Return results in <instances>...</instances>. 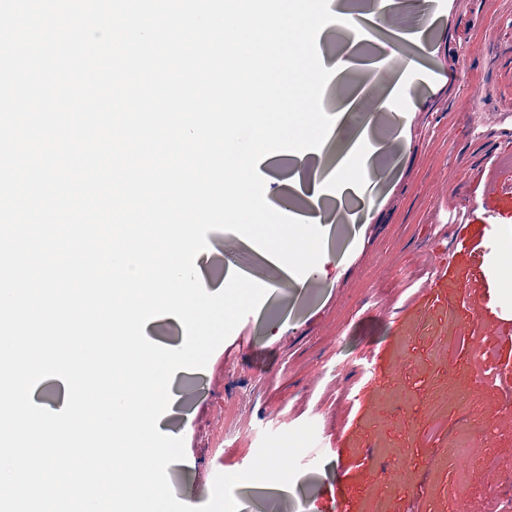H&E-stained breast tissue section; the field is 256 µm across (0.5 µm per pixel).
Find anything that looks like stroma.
<instances>
[{
  "label": "stroma",
  "instance_id": "35a3bbf8",
  "mask_svg": "<svg viewBox=\"0 0 512 512\" xmlns=\"http://www.w3.org/2000/svg\"><path fill=\"white\" fill-rule=\"evenodd\" d=\"M393 6L396 24L366 23L365 42L321 41L361 65L395 44L388 72L421 67L400 95L418 109L401 125L374 115L384 180L326 198L333 263L303 291L269 292L204 369L173 376L165 423L195 461L167 468L181 502L205 504L263 432L308 421L301 479L235 487L239 512L279 500L297 512H489L494 495L512 497L500 473L512 464V281L488 275L512 259V0H433L422 25L406 0ZM207 241L209 290L230 263L269 277L230 233Z\"/></svg>",
  "mask_w": 512,
  "mask_h": 512
}]
</instances>
